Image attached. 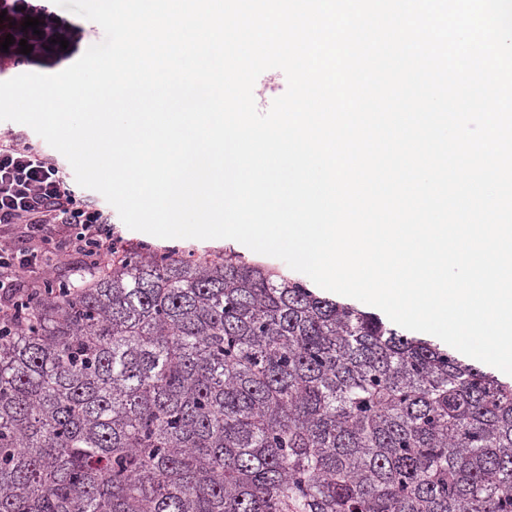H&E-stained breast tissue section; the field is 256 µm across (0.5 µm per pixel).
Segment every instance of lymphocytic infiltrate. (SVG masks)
<instances>
[{"label":"lymphocytic infiltrate","mask_w":512,"mask_h":512,"mask_svg":"<svg viewBox=\"0 0 512 512\" xmlns=\"http://www.w3.org/2000/svg\"><path fill=\"white\" fill-rule=\"evenodd\" d=\"M0 11L5 14L0 42L24 33L36 56H61L60 40L73 43L81 34L49 6L31 0H0ZM28 17L39 20L38 31H20ZM0 224L27 243L19 249L0 242V327L23 320L24 303L39 294L53 274L51 262L59 246L82 254L89 275L105 256L118 252L107 216L70 189L53 158L13 136L0 137Z\"/></svg>","instance_id":"1"}]
</instances>
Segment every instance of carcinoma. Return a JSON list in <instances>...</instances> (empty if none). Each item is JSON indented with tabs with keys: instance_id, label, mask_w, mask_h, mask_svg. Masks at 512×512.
<instances>
[{
	"instance_id": "obj_1",
	"label": "carcinoma",
	"mask_w": 512,
	"mask_h": 512,
	"mask_svg": "<svg viewBox=\"0 0 512 512\" xmlns=\"http://www.w3.org/2000/svg\"><path fill=\"white\" fill-rule=\"evenodd\" d=\"M0 328V512H512V384L231 248Z\"/></svg>"
}]
</instances>
